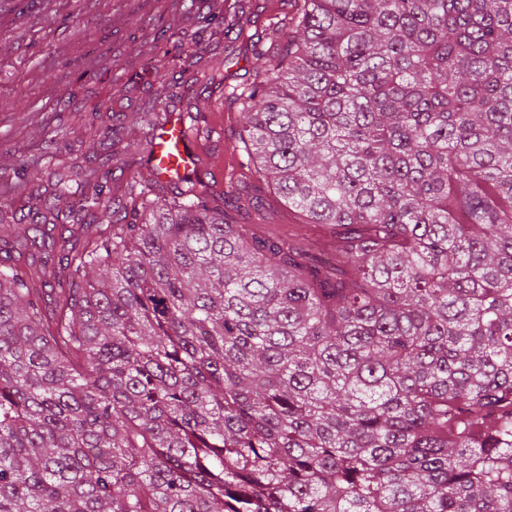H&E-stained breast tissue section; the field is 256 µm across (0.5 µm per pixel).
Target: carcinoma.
Listing matches in <instances>:
<instances>
[{"instance_id":"carcinoma-1","label":"carcinoma","mask_w":512,"mask_h":512,"mask_svg":"<svg viewBox=\"0 0 512 512\" xmlns=\"http://www.w3.org/2000/svg\"><path fill=\"white\" fill-rule=\"evenodd\" d=\"M301 2L241 139L334 272L150 201L162 100L122 216L0 204V512H512V0Z\"/></svg>"}]
</instances>
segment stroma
<instances>
[{
	"instance_id": "obj_1",
	"label": "stroma",
	"mask_w": 512,
	"mask_h": 512,
	"mask_svg": "<svg viewBox=\"0 0 512 512\" xmlns=\"http://www.w3.org/2000/svg\"><path fill=\"white\" fill-rule=\"evenodd\" d=\"M223 0H0V202L11 181L27 179L43 208L50 172L78 180L88 147L106 139L111 116L128 129L117 151L136 172L144 136L139 114L159 94L170 111L199 112V173L224 196L230 220L275 237L322 266L334 254L330 228L304 224L247 165L239 134L241 92L259 82L257 53L280 55L272 30L296 13L295 0H244L248 36L224 34ZM227 59L222 79L197 77ZM165 81H158L157 73ZM318 250H310V243Z\"/></svg>"
}]
</instances>
